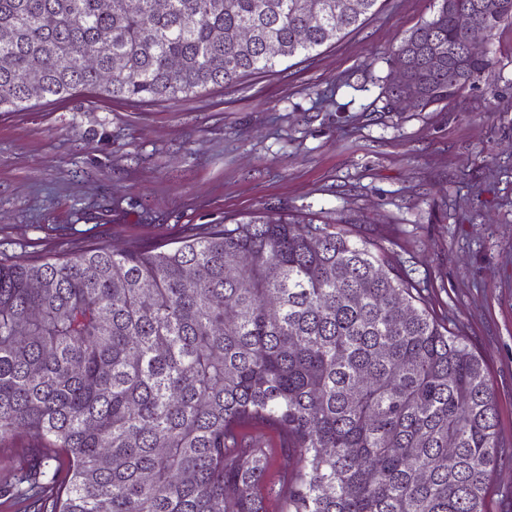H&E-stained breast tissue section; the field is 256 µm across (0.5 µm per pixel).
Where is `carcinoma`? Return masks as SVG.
Wrapping results in <instances>:
<instances>
[{"label": "carcinoma", "mask_w": 512, "mask_h": 512, "mask_svg": "<svg viewBox=\"0 0 512 512\" xmlns=\"http://www.w3.org/2000/svg\"><path fill=\"white\" fill-rule=\"evenodd\" d=\"M155 2L0 0V111L235 83L359 27L380 0L344 15L343 0ZM459 3L491 32L512 23V0ZM464 41L435 0L392 51L402 93L431 106L476 86L493 58ZM87 52L110 80L78 66ZM413 290L381 246L284 212L172 249L0 261V444L24 432L35 451L11 495L34 512H267L271 498L281 512H484L501 453L492 381ZM249 423L295 450L287 492L266 482V449L239 445ZM59 451L65 480H32Z\"/></svg>", "instance_id": "1"}]
</instances>
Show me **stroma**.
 Listing matches in <instances>:
<instances>
[{
    "label": "stroma",
    "mask_w": 512,
    "mask_h": 512,
    "mask_svg": "<svg viewBox=\"0 0 512 512\" xmlns=\"http://www.w3.org/2000/svg\"><path fill=\"white\" fill-rule=\"evenodd\" d=\"M433 10L384 0L275 72L177 100L81 90L0 112V259L171 248L282 211L350 221L482 357L503 448L486 508L512 512V25L485 41L495 65L477 88L422 112L387 110L391 51ZM239 441L267 449L268 482L287 486L296 455L282 434L257 423ZM27 466L24 436L0 447V512H24L5 491Z\"/></svg>",
    "instance_id": "stroma-1"
}]
</instances>
